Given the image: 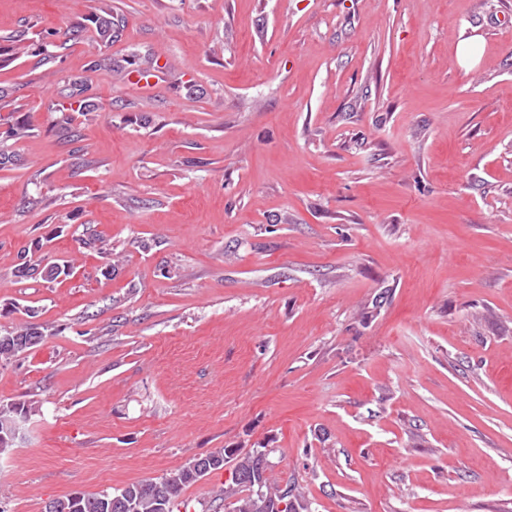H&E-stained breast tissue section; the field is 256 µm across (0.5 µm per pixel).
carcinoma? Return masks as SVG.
<instances>
[{"label":"carcinoma","instance_id":"obj_1","mask_svg":"<svg viewBox=\"0 0 512 512\" xmlns=\"http://www.w3.org/2000/svg\"><path fill=\"white\" fill-rule=\"evenodd\" d=\"M97 42L105 47L112 43L117 24L108 13L94 19ZM28 31L0 36V63L16 55V47L27 40ZM89 89L84 76H69L59 91L68 105L89 109L94 103L86 97ZM18 265L19 276L35 273L52 283L60 278L71 277L76 269L75 259L51 260L45 264L33 263L26 250H21ZM36 312L30 310L27 320L0 333V364L5 365L21 354L36 347L52 335V328L34 321ZM31 408L21 403L0 404V425L15 418H28ZM230 469V483L219 488L215 496L224 503L225 512H291L290 502L297 499L296 487L281 485L267 476L265 454L258 449L224 454L220 448L207 455L190 460L185 465L159 477L132 482L116 492H72L50 500L52 508L43 512H175L186 489L210 474ZM284 509H279L280 504Z\"/></svg>","mask_w":512,"mask_h":512}]
</instances>
